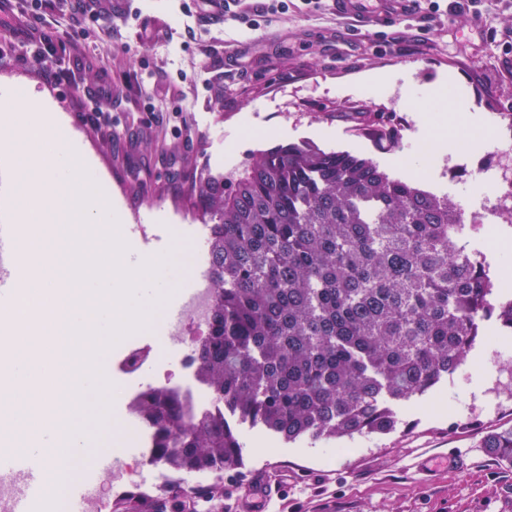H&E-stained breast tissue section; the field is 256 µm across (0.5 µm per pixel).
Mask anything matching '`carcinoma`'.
Here are the masks:
<instances>
[{
    "label": "carcinoma",
    "mask_w": 512,
    "mask_h": 512,
    "mask_svg": "<svg viewBox=\"0 0 512 512\" xmlns=\"http://www.w3.org/2000/svg\"><path fill=\"white\" fill-rule=\"evenodd\" d=\"M210 224L214 306L196 353L213 409L185 416L149 386L130 412L157 429L154 457L179 475L242 464L237 426L285 442L388 434L395 406L437 387L493 320L512 330V278L470 240L477 217L369 158L309 144L257 153L190 187ZM481 447L512 464V427ZM224 485L119 494L125 512H223Z\"/></svg>",
    "instance_id": "1"
}]
</instances>
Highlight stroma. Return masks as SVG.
<instances>
[{
	"mask_svg": "<svg viewBox=\"0 0 512 512\" xmlns=\"http://www.w3.org/2000/svg\"><path fill=\"white\" fill-rule=\"evenodd\" d=\"M73 0H44L42 26L55 41L79 40L61 77L40 70L22 35L0 32V81L44 98L86 143L106 179L105 194L122 199L130 223L147 212L192 246L203 217L189 184L211 171L242 172L253 153L307 142L373 159L400 178L480 210L497 192L493 170L512 161V0H438L424 24L397 22L382 37L345 38L347 20L327 0L312 9L288 0L286 12L257 17L240 0L237 19L209 18L197 0H112L108 10L69 22ZM192 27L194 37L183 35ZM112 103L100 108L87 82L108 44ZM390 72L394 87L378 96L359 78ZM452 88L455 109L433 116L430 94ZM123 124L118 140L104 121ZM152 152H145L144 142ZM440 145L441 161L424 166L421 142ZM455 150H448V143ZM512 224L482 226L471 245L496 273L512 272ZM492 340L432 391L397 408L389 434L341 443H284L259 428H238L245 464L224 475V512H235L241 482L277 484L268 512H512V466L480 446L482 435L512 426V331L488 323Z\"/></svg>",
	"mask_w": 512,
	"mask_h": 512,
	"instance_id": "obj_1",
	"label": "stroma"
}]
</instances>
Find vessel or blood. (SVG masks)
<instances>
[{"mask_svg":"<svg viewBox=\"0 0 512 512\" xmlns=\"http://www.w3.org/2000/svg\"><path fill=\"white\" fill-rule=\"evenodd\" d=\"M374 12H367L364 0H330L336 14L353 19L356 30H379L389 20L410 18L415 0H375ZM14 181L11 168L0 163V314L10 311L15 297L22 288L28 287L20 269L23 255L19 248L21 226L12 208ZM126 238L136 240L137 245L127 254V263L135 267L148 256L167 250L171 232H157L151 237L141 235L142 227L128 224L124 227ZM47 449L34 447L21 453H0V480H11L8 512H33L37 502L46 494L44 461ZM95 494L92 483L83 481L69 490L70 512H87V505Z\"/></svg>","mask_w":512,"mask_h":512,"instance_id":"obj_1","label":"vessel or blood"}]
</instances>
